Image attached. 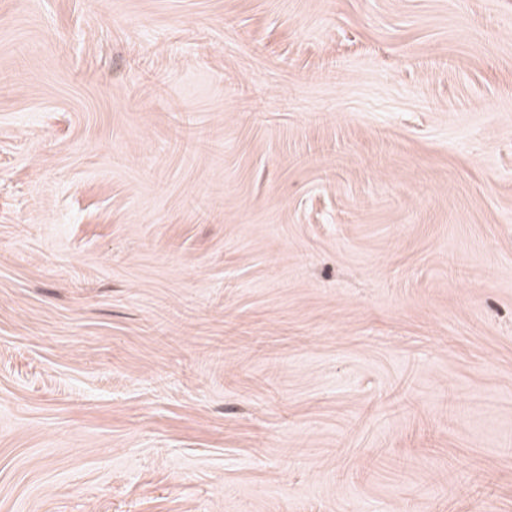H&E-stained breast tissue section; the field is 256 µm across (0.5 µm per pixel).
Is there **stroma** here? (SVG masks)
<instances>
[{
    "label": "stroma",
    "mask_w": 512,
    "mask_h": 512,
    "mask_svg": "<svg viewBox=\"0 0 512 512\" xmlns=\"http://www.w3.org/2000/svg\"><path fill=\"white\" fill-rule=\"evenodd\" d=\"M0 512H512V0H0Z\"/></svg>",
    "instance_id": "stroma-1"
}]
</instances>
